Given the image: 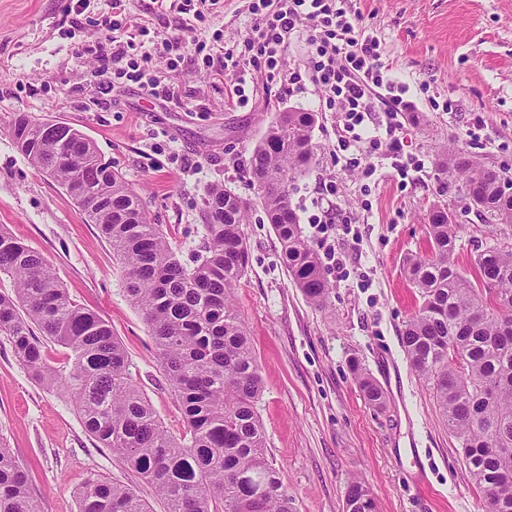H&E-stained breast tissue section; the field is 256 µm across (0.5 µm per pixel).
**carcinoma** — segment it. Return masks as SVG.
Returning a JSON list of instances; mask_svg holds the SVG:
<instances>
[{
    "label": "carcinoma",
    "instance_id": "1",
    "mask_svg": "<svg viewBox=\"0 0 512 512\" xmlns=\"http://www.w3.org/2000/svg\"><path fill=\"white\" fill-rule=\"evenodd\" d=\"M315 123L313 112L276 113L251 152L249 172L295 287L321 308L330 284L301 235L288 192L314 162ZM10 132L29 163L67 187L111 243L128 297L148 325L180 403L185 432L169 433L132 383L125 348L110 323L77 303L42 255L0 226V274L15 283L12 293L0 294V335L18 363L63 389L86 430L149 483L168 512H295L268 458L256 410L264 384L247 328L231 303L249 265L242 224L250 202L219 185L207 189L203 237L188 265L162 225L151 223L139 195L84 135L26 112L15 113ZM477 165L460 150L443 162L481 200L479 212L511 225L512 199L497 192L500 174ZM428 219L429 253L404 262L420 304L402 345L459 440L486 512H512V243L479 248L474 271L465 277L455 263L459 226L453 213L437 205ZM35 326L69 349L68 375L50 364L33 337ZM356 373L368 402L382 404L380 388ZM345 504L353 512H377L359 479L348 485ZM0 512H41L27 469L2 441ZM79 512L149 510L130 487L92 475L80 489Z\"/></svg>",
    "mask_w": 512,
    "mask_h": 512
}]
</instances>
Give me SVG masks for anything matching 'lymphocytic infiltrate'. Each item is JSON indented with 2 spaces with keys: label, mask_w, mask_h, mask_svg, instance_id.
I'll return each mask as SVG.
<instances>
[{
  "label": "lymphocytic infiltrate",
  "mask_w": 512,
  "mask_h": 512,
  "mask_svg": "<svg viewBox=\"0 0 512 512\" xmlns=\"http://www.w3.org/2000/svg\"><path fill=\"white\" fill-rule=\"evenodd\" d=\"M251 11L259 21L243 49L228 48L215 58L205 54L204 43L196 45L204 54L206 66H218L220 73L230 78V94L237 103L249 100L246 74L252 69L265 70L291 91H300L298 78L286 69L284 52L299 28L306 26L314 49L313 82L324 94L327 106L341 114L340 149L358 153L367 144L397 147L401 126L398 115L414 109L406 98L409 88L389 75L377 40L359 27L346 8V0H253ZM84 51L97 62L92 72L95 78L105 79L112 72L128 77L152 98L167 102L181 98L176 81H161L150 72V54L134 60L127 58L123 45L107 50L99 43L85 46ZM379 90L387 104L381 121L372 117V98Z\"/></svg>",
  "instance_id": "lymphocytic-infiltrate-1"
}]
</instances>
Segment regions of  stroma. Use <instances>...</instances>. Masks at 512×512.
<instances>
[{"label":"stroma","instance_id":"stroma-1","mask_svg":"<svg viewBox=\"0 0 512 512\" xmlns=\"http://www.w3.org/2000/svg\"><path fill=\"white\" fill-rule=\"evenodd\" d=\"M184 0H126L144 30L128 49L139 57L155 38L232 47L254 26L251 0H220L204 8L194 31L180 29ZM0 0V225L53 266L76 301L112 325L133 382L164 427L184 421L155 355L141 313L130 303L110 243L87 223L75 201L38 172L9 133L15 113L56 119L80 130L104 161L139 194L152 223L163 225L184 261L202 234L205 191L224 186L251 201L243 226L250 267L234 290L257 357L264 391L257 405L269 449L296 512H345L349 483L369 487L378 512H483L457 438L409 366L401 336L420 300L403 260L427 248L428 214L441 204L459 226V271L471 274L477 243L512 242V225L486 219L448 180L441 163L451 149L512 176V0H347L361 28L380 42L390 73L410 86L416 107L401 113L402 152L425 170L402 176L385 149L357 161L340 151L343 125L309 78L310 31L301 28L285 50L288 68L306 78L288 95L263 70L247 77L249 101L228 102V78L182 61L181 101L165 103L138 84H99L81 44L105 42L98 18L108 0ZM316 113L315 163L290 188L302 235L321 250L307 224L317 191L336 185V214L359 235L357 247L337 241L340 261L325 267L331 293L311 306L296 288L249 174V157L276 112ZM195 161L188 169L184 160ZM373 175H365L367 167ZM381 388L377 408L360 392L353 365ZM0 437L28 465L31 492L43 512H78L90 474L130 486L150 507L164 501L85 429L68 397L34 380L0 336Z\"/></svg>","mask_w":512,"mask_h":512}]
</instances>
